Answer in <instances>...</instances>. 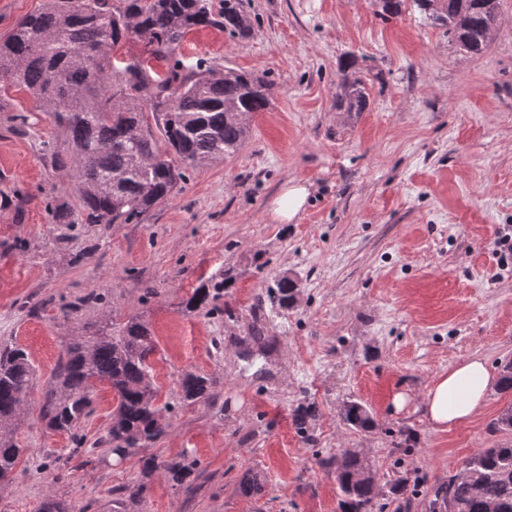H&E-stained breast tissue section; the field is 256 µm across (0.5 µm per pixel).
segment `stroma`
<instances>
[{
	"instance_id": "1",
	"label": "stroma",
	"mask_w": 512,
	"mask_h": 512,
	"mask_svg": "<svg viewBox=\"0 0 512 512\" xmlns=\"http://www.w3.org/2000/svg\"><path fill=\"white\" fill-rule=\"evenodd\" d=\"M244 40L215 28L186 37L189 59L264 77L267 111L248 116L239 152L191 172L140 224H78L57 242L49 188L74 196L68 171L44 166L45 143L64 135L27 91L0 98V345L24 348L34 366L27 411L11 436L23 454L0 484V512H39L49 498L70 512H342L335 468L323 458L351 449L376 469L373 512H430L435 489L477 449L499 441L491 426L512 392L492 388L483 412L440 430L413 404L431 379L474 354L493 372L512 361V265L495 254L512 228V0H501L488 50L467 54L404 0L384 15L379 0H244ZM351 70L364 81V111L336 94ZM29 115L24 134L8 115ZM310 195L288 224L272 202L290 182ZM30 202L17 218V194ZM297 284L288 309L266 290ZM225 281L209 309L183 301ZM105 305L64 315L90 291ZM142 315L154 331L164 434L124 462L100 443L116 406L98 387L82 423L87 443L45 427L43 392L65 343L85 322ZM263 338L251 340V326ZM210 378V401L180 404L186 373ZM367 406L365 429L340 417ZM313 403L312 440L292 415ZM195 458L186 494L147 459ZM265 490L243 496L245 472ZM406 481L407 496L392 493ZM144 485L142 495L134 486ZM411 510H404V502Z\"/></svg>"
}]
</instances>
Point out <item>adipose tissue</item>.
<instances>
[{
    "label": "adipose tissue",
    "mask_w": 512,
    "mask_h": 512,
    "mask_svg": "<svg viewBox=\"0 0 512 512\" xmlns=\"http://www.w3.org/2000/svg\"><path fill=\"white\" fill-rule=\"evenodd\" d=\"M494 383L495 377L485 358L474 355L438 373L418 408L436 426L462 425L483 409Z\"/></svg>",
    "instance_id": "obj_1"
}]
</instances>
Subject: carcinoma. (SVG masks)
I'll use <instances>...</instances> for the list:
<instances>
[{
  "label": "carcinoma",
  "instance_id": "1",
  "mask_svg": "<svg viewBox=\"0 0 512 512\" xmlns=\"http://www.w3.org/2000/svg\"><path fill=\"white\" fill-rule=\"evenodd\" d=\"M432 25L473 56L484 54L491 6L500 0H412ZM220 28L231 37L247 38L252 21L244 0H47L37 13L23 17L0 43V89L23 86L34 95L39 111L63 130L67 151L47 145L43 163L68 169L78 203L50 190L51 223L140 224L168 200L188 170L238 152L249 136L243 122L270 105V84L246 71L216 69L202 59L185 63L181 47L198 28ZM147 39L145 55L129 60L112 51L133 40ZM368 93L362 79H347L336 94L338 108L361 112ZM150 112L154 125L144 121ZM224 287L201 286L185 301L200 309ZM286 278L271 291V303L283 308L293 296ZM153 333L139 314L121 323L104 320L82 326V335L66 346L44 393L41 418L54 431L70 434L94 411L97 386H109L117 405L107 435L108 451L120 458L130 448L157 440L164 427L154 406L150 356ZM34 369L17 345L0 348V481L13 472L24 449L6 429L24 413ZM211 381L184 375L179 402L208 401ZM312 404L293 413L300 432L315 418ZM343 420L365 427L367 409L349 402ZM336 466L344 512H372L377 496L376 473L359 453L346 449L325 460ZM168 470L172 480L191 490L196 460L170 466L158 459L144 469ZM264 479L247 473L240 482L246 497L260 494ZM431 512H512V442L480 448L464 468L448 473L438 487Z\"/></svg>",
  "mask_w": 512,
  "mask_h": 512
}]
</instances>
